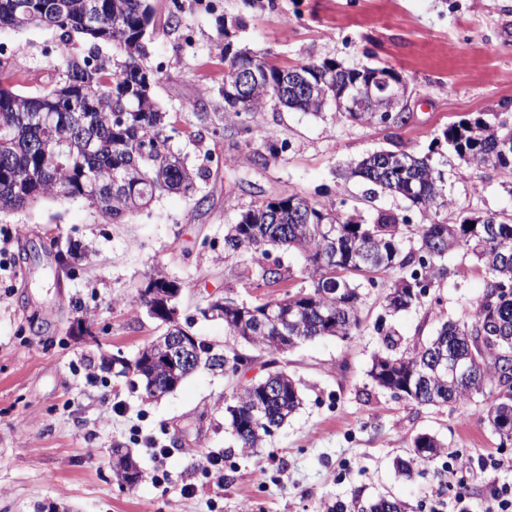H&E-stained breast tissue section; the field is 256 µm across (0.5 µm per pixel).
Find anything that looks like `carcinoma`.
<instances>
[{
  "instance_id": "cac0c4a2",
  "label": "carcinoma",
  "mask_w": 512,
  "mask_h": 512,
  "mask_svg": "<svg viewBox=\"0 0 512 512\" xmlns=\"http://www.w3.org/2000/svg\"><path fill=\"white\" fill-rule=\"evenodd\" d=\"M154 22L149 0H0V28L45 26L59 31L61 52L54 69L62 78L36 94H26L0 78V211L22 210L47 196L83 199L104 219L118 223L148 208L165 193L191 195L206 170L186 165L166 135L167 113L157 105L152 87L156 75L144 64L146 34ZM86 53L71 52L75 39ZM103 44L112 55H100ZM224 69V105L237 117L263 109L268 101L319 112L336 100V85L366 77L377 68H345L334 61L305 62L300 70L321 83L327 98L284 85V70L239 49ZM263 70L262 80L247 97L232 95L241 67ZM442 137L459 159L492 168L512 179V122L499 112L448 125ZM350 176L414 207L424 223L407 214L379 211L367 222L346 208L347 200L325 205L306 195L265 200L240 212L225 225L224 250L245 253L267 286L291 277L278 253L303 258L305 286L257 305L224 310V328L236 342L282 351L305 341L330 336L349 340L362 327V284L376 287L373 274L391 269L399 280L384 296L392 312L424 302L430 289L448 277V256L462 250L474 256L488 274L486 290L457 321L441 325L426 342L401 345L393 332L383 337L384 353L374 356L369 375L397 399L416 405L465 406L482 397L478 418L512 445V219L497 213L469 217L456 224L440 219L453 205L444 177L428 154L404 150L368 154L350 167ZM124 189H113L114 182ZM413 245L404 247V239ZM181 282L155 271L135 304L146 307L150 289ZM213 365L237 371L246 354L234 347L212 354ZM463 357L472 369L454 379L442 364ZM279 395L266 400L261 383L242 386L225 407L238 447L260 448L300 405L290 375L272 371ZM444 446L429 434L412 440L402 472L433 462Z\"/></svg>"
}]
</instances>
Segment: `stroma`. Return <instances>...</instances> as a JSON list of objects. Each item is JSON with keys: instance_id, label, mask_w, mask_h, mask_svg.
<instances>
[{"instance_id": "1", "label": "stroma", "mask_w": 512, "mask_h": 512, "mask_svg": "<svg viewBox=\"0 0 512 512\" xmlns=\"http://www.w3.org/2000/svg\"><path fill=\"white\" fill-rule=\"evenodd\" d=\"M145 63L157 72L153 96L169 115L170 145L207 176L193 195L166 194L115 224L88 202L47 199L22 211H0L8 266L0 270V512H357L382 496L408 512H427L432 498L465 497L485 512L493 491L512 485V468L489 471L487 457L512 460V447L472 409L434 408L396 399L368 375L382 349L377 321L408 341L433 335L460 318L486 287L484 268L469 255L448 258L450 274L422 306L385 312L383 295L398 270L366 288L361 332L342 341H308L285 352L258 350L239 373L198 368L172 393L143 396L124 364L167 330L132 305L152 268L185 282L180 322L223 348L224 322L204 317L211 295L247 304L296 291L303 261L284 256L290 280L268 288L241 254L224 251V227L239 210L291 194L344 187L364 215L418 211L378 194L363 199L359 179L344 168L367 153L405 149L431 154L458 213L512 212V186L489 168L432 149L449 124L497 110L512 119V0H152ZM178 13V26H166ZM58 34L47 28L0 29V76L28 92L55 72ZM246 48L280 68L331 59L344 67H390L402 75L408 122L362 125L328 105L312 114L270 102L245 118L225 111L224 50ZM250 133H243V126ZM285 146L262 160V130ZM235 207H228L227 197ZM77 243L86 258L61 272L57 251ZM283 366L299 384L300 408L264 447H238L224 405L267 368ZM436 436L456 452L442 462L396 473L416 435ZM171 451L158 460L145 442ZM129 449L141 477L135 486L112 475L114 449ZM219 452L223 484L203 461ZM168 481H152L158 470ZM195 489L183 493L184 486Z\"/></svg>"}]
</instances>
